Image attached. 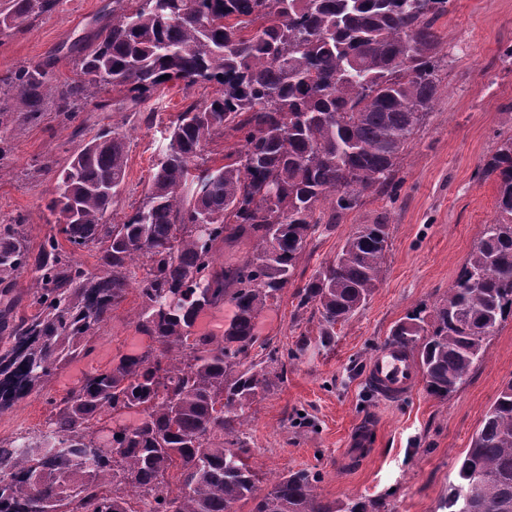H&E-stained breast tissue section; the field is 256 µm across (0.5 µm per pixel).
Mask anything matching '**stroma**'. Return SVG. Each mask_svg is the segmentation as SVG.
<instances>
[{"mask_svg":"<svg viewBox=\"0 0 512 512\" xmlns=\"http://www.w3.org/2000/svg\"><path fill=\"white\" fill-rule=\"evenodd\" d=\"M110 0H59L56 11L24 32L0 36V75L20 67H46L59 80L73 77L81 49L109 22ZM442 37L438 100L416 133L397 177L396 200L365 195L357 208L322 224L308 238L292 284L271 301L256 323L258 336L293 348L308 343L288 365L287 378L246 407L245 437L258 471V493L283 474L321 472L315 492L325 501L354 497L384 501L385 512H441L461 459L505 383L512 380V315L486 345L483 361L448 400L426 389L388 404L372 396L366 366L394 325L408 312L445 298L483 226L497 215V186L483 178V162L512 136V0H455L436 24ZM204 89L167 84L144 102L100 109L88 102L65 119L46 105L39 120L9 132L0 164V228L23 223L31 250L56 230L48 208L58 174L70 157L102 130L120 127L128 163L121 195L109 219L120 222L140 201L162 158L166 129ZM387 221L390 250L378 288L334 342L322 347L315 319L297 315L295 285L333 260L359 224ZM137 290L105 324L94 351L65 362L47 391L31 392L0 415V438L37 433L49 416L47 396L62 397L85 375L116 356L151 344L129 317ZM372 427L375 445L360 456L347 451L352 428Z\"/></svg>","mask_w":512,"mask_h":512,"instance_id":"stroma-1","label":"stroma"}]
</instances>
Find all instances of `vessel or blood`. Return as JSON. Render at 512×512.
<instances>
[{
	"instance_id": "vessel-or-blood-1",
	"label": "vessel or blood",
	"mask_w": 512,
	"mask_h": 512,
	"mask_svg": "<svg viewBox=\"0 0 512 512\" xmlns=\"http://www.w3.org/2000/svg\"><path fill=\"white\" fill-rule=\"evenodd\" d=\"M365 381L381 401L396 403L418 390L421 372L407 346L390 342L370 358Z\"/></svg>"
}]
</instances>
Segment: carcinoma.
<instances>
[{
  "mask_svg": "<svg viewBox=\"0 0 512 512\" xmlns=\"http://www.w3.org/2000/svg\"><path fill=\"white\" fill-rule=\"evenodd\" d=\"M451 0H112L109 24L63 83L40 66L0 80L1 133L13 92L30 119L47 100L69 117L79 102L119 91L141 101L168 81L218 87L168 127V144L143 199L106 222L124 185L126 136L114 127L83 146L59 174L57 232L31 255L15 227L0 229V296L31 274L35 313L0 332V414L45 390L67 360L89 354L122 306L135 269L136 327L155 345L120 354L61 398L48 397L49 432L0 439V512H381L382 502L340 503L314 493L319 473L283 475L261 496L244 440L243 408L284 381L286 352L254 332L267 303L290 283L320 206L352 210L366 193L392 191L397 164L439 92L436 22ZM58 0H4L0 35L54 13ZM169 79H164V75ZM237 138L212 166L217 136ZM497 182V218L483 227L465 266L432 307L391 331L411 347L427 392L448 399L512 313V137L482 166ZM280 252L266 256L268 236ZM245 237L253 254L217 266ZM94 247L97 273L75 252ZM389 224H359L336 258L297 287V309L318 317L329 346L377 288ZM235 315L215 336L198 333L206 309ZM133 411L137 423L119 418ZM448 512H512V380L499 391L448 485Z\"/></svg>",
  "mask_w": 512,
  "mask_h": 512,
  "instance_id": "carcinoma-1",
  "label": "carcinoma"
}]
</instances>
